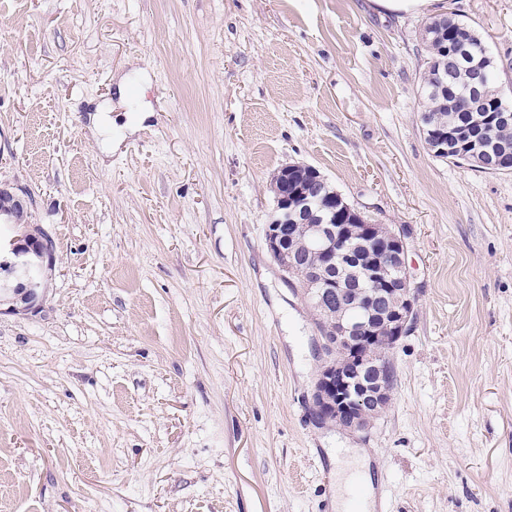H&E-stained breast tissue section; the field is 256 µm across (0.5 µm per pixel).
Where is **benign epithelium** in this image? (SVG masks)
<instances>
[{
    "label": "benign epithelium",
    "mask_w": 512,
    "mask_h": 512,
    "mask_svg": "<svg viewBox=\"0 0 512 512\" xmlns=\"http://www.w3.org/2000/svg\"><path fill=\"white\" fill-rule=\"evenodd\" d=\"M322 175L304 164L281 167L275 178V207L264 241L284 280L299 283L317 312L314 332L320 359L309 399L312 419L364 432L392 398L389 350L411 328L416 296L406 267L401 234L365 222L363 213L335 192L311 205L307 193H288L298 171ZM302 226V247L323 256L327 265L350 267L359 288L348 291L325 270L302 272L288 252L283 228ZM52 241L45 233L25 240L0 237V289L20 297L23 310L35 312L44 299L43 269L52 263Z\"/></svg>",
    "instance_id": "obj_1"
}]
</instances>
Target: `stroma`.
<instances>
[{
    "mask_svg": "<svg viewBox=\"0 0 512 512\" xmlns=\"http://www.w3.org/2000/svg\"><path fill=\"white\" fill-rule=\"evenodd\" d=\"M437 9L475 27L512 96V0ZM426 19L0 0V190L54 246L42 310L0 303V512H336L348 448L385 512H512V171L428 149ZM104 100L109 156L87 131ZM294 162L405 235L416 316L365 433L311 420L314 315L264 245Z\"/></svg>",
    "mask_w": 512,
    "mask_h": 512,
    "instance_id": "stroma-1",
    "label": "stroma"
}]
</instances>
